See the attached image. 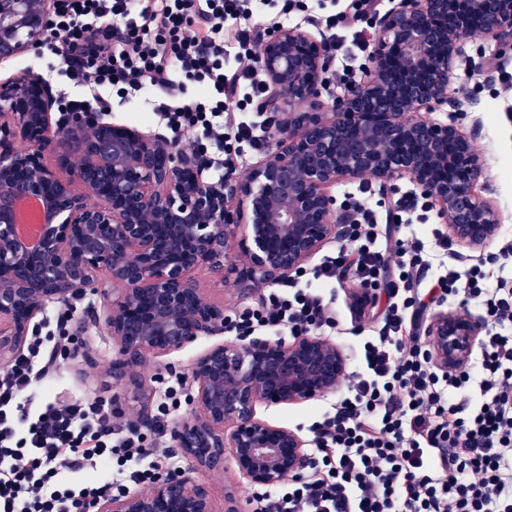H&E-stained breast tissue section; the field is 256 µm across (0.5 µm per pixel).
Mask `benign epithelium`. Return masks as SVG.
I'll list each match as a JSON object with an SVG mask.
<instances>
[{"label": "benign epithelium", "mask_w": 512, "mask_h": 512, "mask_svg": "<svg viewBox=\"0 0 512 512\" xmlns=\"http://www.w3.org/2000/svg\"><path fill=\"white\" fill-rule=\"evenodd\" d=\"M55 0H0V60L29 51ZM373 66L331 106L320 102L328 56L298 27L263 38L259 66L269 93L273 142L246 178L212 175L208 160L161 133L73 112L52 136L55 97L38 73L0 83V365L25 343L49 303L71 305L91 289L103 300L99 326L115 343L112 378H132L147 355H170L202 335L224 333V307L196 286L239 248L238 282L263 288L288 280L328 243L348 215L336 183L370 176L385 187L408 177L438 208L448 237L474 251L499 231L496 208L475 193L485 158L474 137L425 116L448 100L462 44L475 31L512 42V0H397L375 20ZM22 139L30 150L18 152ZM82 156L72 178L44 162ZM79 184L78 192L74 184ZM36 197L45 229L29 251L15 230V204ZM245 235L237 238V230ZM484 324L439 308L425 320L435 368L465 367ZM349 362L316 333L290 340L243 336L210 346L190 369L193 416L173 431L194 469L237 473L258 489L302 475L306 441L267 423L260 406L298 405L335 393ZM83 512H214L209 485L186 471L162 474L152 492L106 496Z\"/></svg>", "instance_id": "benign-epithelium-1"}]
</instances>
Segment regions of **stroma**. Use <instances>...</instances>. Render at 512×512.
Instances as JSON below:
<instances>
[{
	"mask_svg": "<svg viewBox=\"0 0 512 512\" xmlns=\"http://www.w3.org/2000/svg\"><path fill=\"white\" fill-rule=\"evenodd\" d=\"M52 58L27 52L9 61H0V82L8 81L25 70L46 77L53 90L67 88L66 79L51 72ZM448 94L450 103L432 112L433 120L456 124L463 132L475 135L476 143L486 158L487 165L475 189L490 201L499 213L500 237L512 236V46L485 38L481 33L471 34L465 40L458 58ZM198 285L214 303L225 309L256 308L261 291L244 288L230 272H200ZM355 283L345 277L326 285V292L334 294L339 311L341 330L335 335L337 344L346 353H353L364 331L376 326L373 313L355 317L351 312V295ZM73 307L85 328L80 340L79 355L65 360L49 387L40 389V399L46 401H80L100 398L119 409L123 419H135L139 410L154 406V375L177 373L189 375L194 360L215 339L199 337L181 351L156 358L146 356L133 369V381L113 380L109 364L115 350L112 340L102 333L97 321L102 314L99 296L86 295L75 300ZM327 400L288 406H270L259 410L262 419L274 425L298 430L304 440H311L309 431L319 410L327 407Z\"/></svg>",
	"mask_w": 512,
	"mask_h": 512,
	"instance_id": "35a3bbf8",
	"label": "stroma"
}]
</instances>
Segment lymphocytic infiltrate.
<instances>
[{
    "label": "lymphocytic infiltrate",
    "instance_id": "1",
    "mask_svg": "<svg viewBox=\"0 0 512 512\" xmlns=\"http://www.w3.org/2000/svg\"><path fill=\"white\" fill-rule=\"evenodd\" d=\"M382 0H56L39 48L81 95L59 96L60 113L97 111L105 94L149 92L152 112L175 144L200 149L215 175L243 171L246 148L264 142L249 109L264 94L257 66L261 23L303 12L337 52L328 88L345 85L366 41L356 28ZM430 202L406 193L355 206L349 242L314 267L318 285L264 289L256 309L224 316L228 332L298 336L336 329L324 283L351 273L382 300L381 322L358 346L353 371L310 429L308 473L254 494V512H512V279L494 276L512 259L450 264L452 244L428 252ZM465 295L489 319L475 361L456 372L431 364L421 344L431 308ZM65 337H33L0 372V512H77L84 500L148 491L179 459L163 438L187 382H158L151 433L102 401L35 406L32 388L53 379Z\"/></svg>",
    "mask_w": 512,
    "mask_h": 512
}]
</instances>
